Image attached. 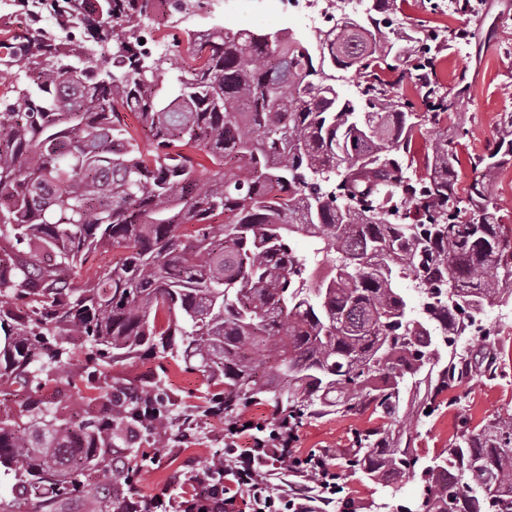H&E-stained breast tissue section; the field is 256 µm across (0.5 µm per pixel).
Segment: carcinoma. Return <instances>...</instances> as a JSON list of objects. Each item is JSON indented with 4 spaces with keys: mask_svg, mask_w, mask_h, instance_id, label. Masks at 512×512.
<instances>
[{
    "mask_svg": "<svg viewBox=\"0 0 512 512\" xmlns=\"http://www.w3.org/2000/svg\"><path fill=\"white\" fill-rule=\"evenodd\" d=\"M149 3L51 0L107 50L16 34L28 88L0 98V239L15 248L0 258V405L21 397L0 414V466L23 490L51 493V512H69L91 471L107 507L129 512L112 500L133 472L119 449L166 428L159 382L116 380L103 362L159 351L221 387L205 396L210 409L267 396L297 419L371 409L398 421L404 390L434 372L422 414L470 373L497 375L450 337L475 327L491 338L486 302L512 297V236L490 212L512 119L465 196L455 131L408 173L415 135L468 96L465 78L443 92L428 72L438 47L466 35L424 27L388 42L380 22L348 19L314 50L286 29L213 26L187 32L193 64L165 54L166 88L140 44ZM395 50L425 90L422 115L397 109L381 67ZM336 70L359 74L365 105L337 92ZM105 247L121 256L75 281ZM405 278L428 284L420 317L398 291ZM60 373L88 383L92 415L60 419L41 397ZM343 456L375 483L419 476V512H512L511 413L419 472L411 437L387 428L358 434Z\"/></svg>",
    "mask_w": 512,
    "mask_h": 512,
    "instance_id": "carcinoma-1",
    "label": "carcinoma"
}]
</instances>
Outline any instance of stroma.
I'll return each instance as SVG.
<instances>
[{"label": "stroma", "mask_w": 512, "mask_h": 512, "mask_svg": "<svg viewBox=\"0 0 512 512\" xmlns=\"http://www.w3.org/2000/svg\"><path fill=\"white\" fill-rule=\"evenodd\" d=\"M474 12L462 14L448 9V0H402L393 27L385 29L388 40L398 33L417 31L421 26L442 29L462 28L471 31V40L463 45H451L435 60L438 80L450 87L456 76H465L470 95L460 111L451 113L449 123H464L470 135L457 147L462 174L454 178L458 190H465L471 179L464 171L473 167L474 159L491 140L505 115L512 113V0H476ZM222 21L230 28L279 30L289 28L315 40L316 29L302 21L276 13L259 15L256 0H237L235 11H224L221 0H202L196 14L183 18L180 24L168 21L165 14L151 11L141 25L143 37L153 43L156 53L164 50L179 52L191 58L192 48L184 35L185 29H201ZM30 22L27 11L17 7L15 0H0V92L16 84L18 61L10 57L2 43L6 32L24 30ZM486 324L497 331L494 341L478 336H465L461 347L493 359L499 375L489 381L471 374L458 388L439 396L440 406L430 415L412 418L403 427L412 437V446L420 460L438 455L463 430L477 429L495 418L512 413V302L491 301L483 313ZM115 377L160 380L163 389L182 409L199 404L210 383L199 370L185 368L183 363L161 355L137 356L113 364ZM380 415L341 413L319 419H306L297 426L298 454L327 453L333 455L331 466L338 477L341 504L357 505L370 502L392 504L412 503L421 498L418 480L405 478L394 483H374L355 473L339 459V452L352 447L356 433L384 425ZM224 451V416L220 413L197 412L192 437L188 442L169 440L167 434L143 435L135 450V461L141 468L133 485L139 496L150 499L161 495L176 499L182 485L176 474L190 476L203 471L214 455Z\"/></svg>", "instance_id": "1"}]
</instances>
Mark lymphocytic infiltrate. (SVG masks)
I'll return each mask as SVG.
<instances>
[{"label": "lymphocytic infiltrate", "instance_id": "lymphocytic-infiltrate-1", "mask_svg": "<svg viewBox=\"0 0 512 512\" xmlns=\"http://www.w3.org/2000/svg\"><path fill=\"white\" fill-rule=\"evenodd\" d=\"M297 435L283 414L271 420L245 425L232 422L224 432V489L212 491L205 478H194L196 491L178 502L155 499L136 505L135 512H232L237 499H244L249 512H316L318 506L336 500L337 477L315 455L300 456L294 450ZM319 470L317 494L297 491L294 481L306 471ZM280 476L277 491H270L271 476Z\"/></svg>", "mask_w": 512, "mask_h": 512}]
</instances>
